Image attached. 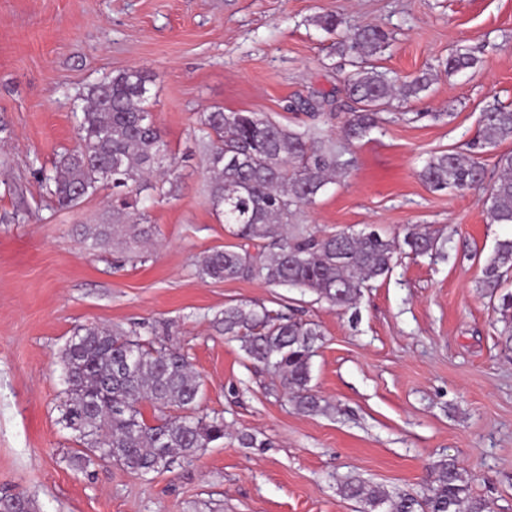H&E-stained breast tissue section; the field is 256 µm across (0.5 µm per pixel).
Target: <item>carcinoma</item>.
<instances>
[{"label":"carcinoma","mask_w":512,"mask_h":512,"mask_svg":"<svg viewBox=\"0 0 512 512\" xmlns=\"http://www.w3.org/2000/svg\"><path fill=\"white\" fill-rule=\"evenodd\" d=\"M378 27L348 29L336 42L351 57L354 71L346 91L356 104L343 136L357 140L382 122L381 112L396 98L427 90L428 75L401 84L387 77L372 59L388 46ZM468 52L448 55L446 69L474 67ZM150 76L129 68L95 84L77 106L79 149L65 155L54 175L42 181L59 208L78 205L104 188L112 189L108 219L88 224L83 236L93 249L119 241L132 262L144 259L139 244L153 236L145 189L165 197L166 181H152L161 170L175 173L174 157L151 112ZM198 142L206 156L209 198L229 232L242 244L214 250L199 262L203 279L218 281L259 277L272 286L310 291L333 306L356 307L363 290L392 271L401 245L416 256L436 258L439 238L427 229H410L403 241L377 230L322 234L294 225L303 207L315 203L326 185L347 176L351 161L315 128L293 130L257 112L216 108L199 116ZM512 138V109L485 112L476 137L461 151L430 155L420 176L433 191H464L484 181L480 154ZM501 171L486 196L494 224H512V153L499 156ZM262 243L251 255L245 246ZM512 239L500 240L485 259L482 295L493 303L503 323L501 334L512 342ZM224 335L241 343L249 360L270 368L282 389L304 413L321 410L312 393L311 360L321 332L314 323L293 314L244 304L224 307L215 318ZM66 385L60 423L82 445L76 455L86 469L98 461L121 463L143 477L174 461H192L199 451L224 439V416L197 412L201 380L188 356L163 342L144 343L121 327L83 325L58 352ZM153 407L154 424L145 421L142 403ZM345 495L363 503L364 512L388 505L386 512H490L489 503L470 493L466 476L448 458L434 469L429 493L390 496L377 485L360 480L344 484ZM0 512H36L23 493L0 497Z\"/></svg>","instance_id":"cac0c4a2"}]
</instances>
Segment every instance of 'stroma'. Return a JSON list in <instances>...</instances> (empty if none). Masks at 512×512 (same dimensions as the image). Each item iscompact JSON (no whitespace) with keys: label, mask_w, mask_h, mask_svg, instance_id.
<instances>
[{"label":"stroma","mask_w":512,"mask_h":512,"mask_svg":"<svg viewBox=\"0 0 512 512\" xmlns=\"http://www.w3.org/2000/svg\"><path fill=\"white\" fill-rule=\"evenodd\" d=\"M329 13L388 33L378 70L431 77L353 143L341 134L352 67L318 25ZM457 49L477 64L451 74ZM134 66L153 78L154 121L181 162L133 264L80 236L104 219L110 190L62 210L41 176L79 145L74 100ZM496 106L512 107V0H0V496L24 492L38 512H362L343 494L347 479L420 497L452 456L473 496L512 512V349L479 288L512 224L491 223L481 191L433 192L419 176ZM213 107L318 126L352 160L298 223L398 238L426 227L443 257L399 253L349 310L257 278H201L199 258L235 242L209 202L195 139ZM231 304L319 326L310 386L323 411H298L215 327ZM87 324L187 354L203 382L198 409L223 414V441L147 481L117 463L78 469L59 422L57 354Z\"/></svg>","instance_id":"1"}]
</instances>
